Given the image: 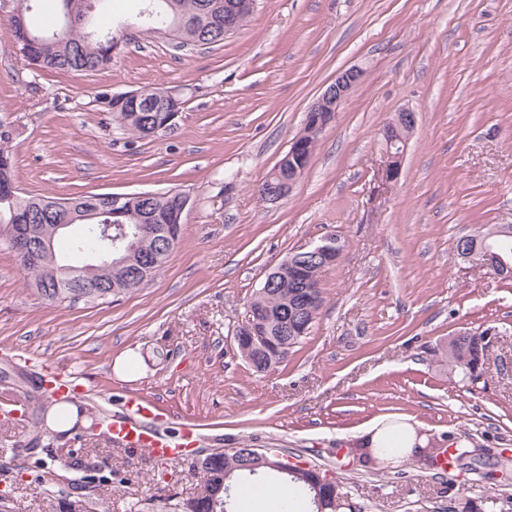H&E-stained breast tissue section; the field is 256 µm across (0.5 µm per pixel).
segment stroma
<instances>
[{
    "mask_svg": "<svg viewBox=\"0 0 512 512\" xmlns=\"http://www.w3.org/2000/svg\"><path fill=\"white\" fill-rule=\"evenodd\" d=\"M0 0V116L13 129L19 188L78 196L179 190L190 197L180 241L153 280L87 304L31 289L0 243V396L76 372L85 425L0 416V491L11 512H44L89 458L121 480L97 512H161L196 493L191 457L118 448L106 427L135 397L173 436L194 427L192 455L246 443L315 465L367 512H448L470 498L512 512V280L458 258L456 239L512 224V0H257L223 41L178 50L172 37L129 35L106 69L82 75L29 65ZM363 69L286 198L258 189L302 133L309 107L343 68ZM160 87L182 102L174 130L129 140L98 93ZM417 124L398 181L382 184L381 130L401 108ZM333 236L344 250L320 276L321 313L287 361L266 371L232 351L247 302L270 268ZM491 330L483 376L462 382L433 347ZM407 424L427 448L461 441L482 475L403 457L343 465L374 427ZM50 449L34 448L36 439Z\"/></svg>",
    "mask_w": 512,
    "mask_h": 512,
    "instance_id": "stroma-1",
    "label": "stroma"
}]
</instances>
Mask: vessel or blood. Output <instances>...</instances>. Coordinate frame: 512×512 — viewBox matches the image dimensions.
Wrapping results in <instances>:
<instances>
[{
	"label": "vessel or blood",
	"mask_w": 512,
	"mask_h": 512,
	"mask_svg": "<svg viewBox=\"0 0 512 512\" xmlns=\"http://www.w3.org/2000/svg\"><path fill=\"white\" fill-rule=\"evenodd\" d=\"M126 407V414L112 421L107 427L113 445L123 448H144L155 457L177 460L181 444L162 436L156 430L155 405L147 401L130 399L127 400Z\"/></svg>",
	"instance_id": "obj_1"
}]
</instances>
